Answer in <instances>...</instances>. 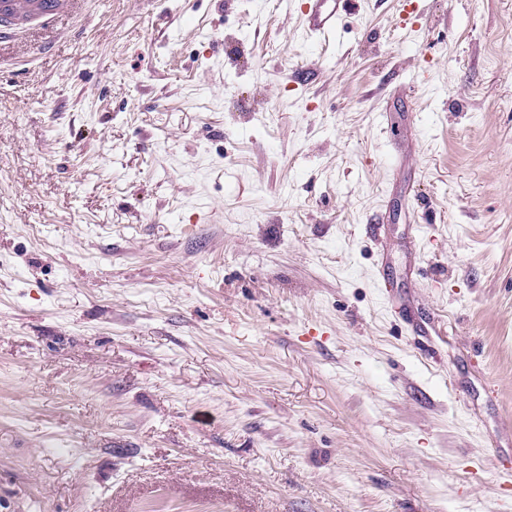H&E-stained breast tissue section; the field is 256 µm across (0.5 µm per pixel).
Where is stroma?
Listing matches in <instances>:
<instances>
[{
  "instance_id": "stroma-1",
  "label": "stroma",
  "mask_w": 512,
  "mask_h": 512,
  "mask_svg": "<svg viewBox=\"0 0 512 512\" xmlns=\"http://www.w3.org/2000/svg\"><path fill=\"white\" fill-rule=\"evenodd\" d=\"M495 455L512 0L324 44L73 0L0 43V512H512Z\"/></svg>"
}]
</instances>
